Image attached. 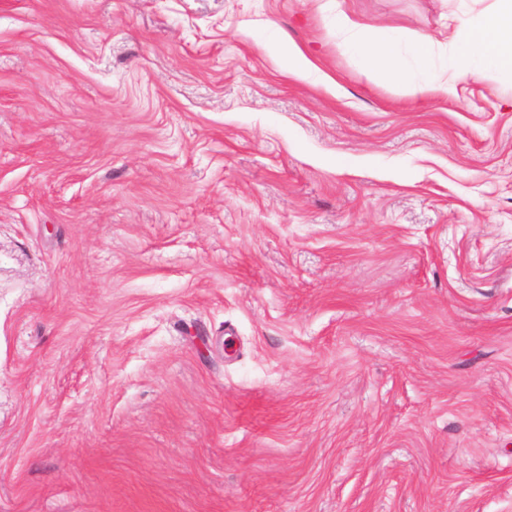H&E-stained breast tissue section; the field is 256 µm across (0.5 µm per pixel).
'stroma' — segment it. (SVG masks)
I'll return each mask as SVG.
<instances>
[{
  "mask_svg": "<svg viewBox=\"0 0 512 512\" xmlns=\"http://www.w3.org/2000/svg\"><path fill=\"white\" fill-rule=\"evenodd\" d=\"M492 2L343 5L441 57ZM0 512H512V84L317 0H0ZM327 2H332L326 6L335 10L336 33L346 35L345 50L356 55L368 71L386 80L407 82L418 75L425 80L426 91L441 97L455 94L457 81L489 73L512 83V0H494L479 23L466 13L451 18L455 45L442 63L448 77L437 79L430 74L435 63L432 37L418 35L407 42L402 31H378L361 25L339 0ZM263 48L280 60L282 68L289 76L303 81L319 82L328 89L336 90L335 79L321 72L305 51L290 40L282 37L265 40Z\"/></svg>",
  "mask_w": 512,
  "mask_h": 512,
  "instance_id": "stroma-1",
  "label": "stroma"
}]
</instances>
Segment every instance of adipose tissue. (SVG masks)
Listing matches in <instances>:
<instances>
[{
    "label": "adipose tissue",
    "mask_w": 512,
    "mask_h": 512,
    "mask_svg": "<svg viewBox=\"0 0 512 512\" xmlns=\"http://www.w3.org/2000/svg\"><path fill=\"white\" fill-rule=\"evenodd\" d=\"M331 7L336 31L345 37V50L356 55L368 71L386 80L400 83L417 75L423 78L426 91L442 97L455 94L457 81L489 73L512 83V0H494L477 22L465 13L455 15V45L440 63L435 60L432 37L420 35L409 42L400 30L378 31L355 22L340 0H333ZM263 47L280 60L289 76L335 89V79L321 72L295 43L279 37L264 41ZM437 63L444 77L432 76Z\"/></svg>",
    "instance_id": "adipose-tissue-1"
}]
</instances>
